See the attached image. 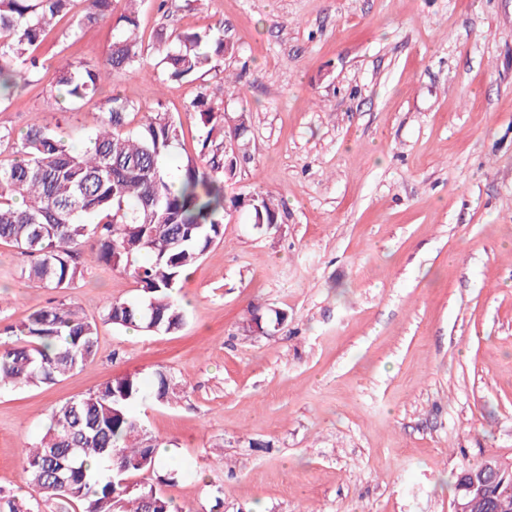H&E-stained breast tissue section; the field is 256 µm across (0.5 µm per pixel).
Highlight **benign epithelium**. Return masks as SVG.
<instances>
[{
  "label": "benign epithelium",
  "mask_w": 512,
  "mask_h": 512,
  "mask_svg": "<svg viewBox=\"0 0 512 512\" xmlns=\"http://www.w3.org/2000/svg\"><path fill=\"white\" fill-rule=\"evenodd\" d=\"M508 480L512 481V460L486 457L479 466L465 470L458 477L453 512H474L478 506L494 512L496 504L490 499L488 488L497 484L507 494L512 491L505 485Z\"/></svg>",
  "instance_id": "1"
}]
</instances>
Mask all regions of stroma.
<instances>
[{"mask_svg": "<svg viewBox=\"0 0 512 512\" xmlns=\"http://www.w3.org/2000/svg\"><path fill=\"white\" fill-rule=\"evenodd\" d=\"M219 19L236 48L223 74L170 82L150 53L94 102L43 81L0 112L79 149L111 98L134 104L133 129L160 108L182 124L174 165L198 151L197 92L238 78L224 107L246 118L224 183L242 205L183 279L177 332L101 321L140 291L91 252L60 290L26 283L0 243V332L54 300L99 321L86 367L0 390V496L30 495L22 450L52 410L163 370L180 396L137 412L179 474L135 480L181 512H453L462 470L512 460V0H143L140 35ZM112 38V20H63L37 53L99 68ZM257 194L284 200L282 223L254 225Z\"/></svg>", "mask_w": 512, "mask_h": 512, "instance_id": "obj_1", "label": "stroma"}]
</instances>
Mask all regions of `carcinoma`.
<instances>
[{
    "label": "carcinoma",
    "instance_id": "1",
    "mask_svg": "<svg viewBox=\"0 0 512 512\" xmlns=\"http://www.w3.org/2000/svg\"><path fill=\"white\" fill-rule=\"evenodd\" d=\"M76 0H0V94L19 84L49 79L60 97L86 104L101 82L144 60L138 5L122 0H82L77 27L114 18L115 36L103 68L66 63L47 77L36 50L51 24L70 15ZM155 52L165 79L188 81L200 72H222L235 45L224 39V20L203 30L159 35ZM230 82L199 92L189 108L206 129L202 162L168 158L182 124L156 110L127 129L133 103L117 97L99 113L88 144L73 150L47 126L24 133L0 123V241L12 243L30 262L21 277L46 288H69L82 277L79 258L87 239L98 242L95 259L132 276L139 301L110 300L102 320L153 334L178 331L186 312L180 283L186 272L223 236L224 181L235 177L233 139L244 124L230 125L223 106ZM256 224H279L283 204L257 195L248 204ZM0 342V387L39 386L85 367L96 354L97 324L60 302L31 312ZM178 398L170 375L157 371L152 385L125 376L54 409L39 443L23 450L22 465L39 496L79 504L81 512H172L156 487L126 480L160 466L158 439L133 411L139 402Z\"/></svg>",
    "mask_w": 512,
    "mask_h": 512
}]
</instances>
